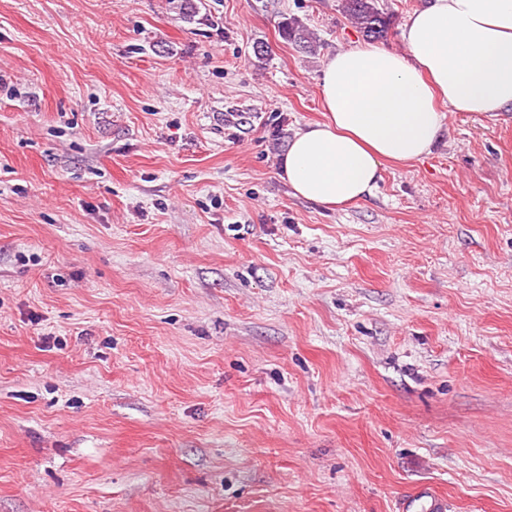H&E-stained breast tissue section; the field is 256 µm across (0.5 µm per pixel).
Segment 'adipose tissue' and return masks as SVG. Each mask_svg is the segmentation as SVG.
Segmentation results:
<instances>
[{
	"mask_svg": "<svg viewBox=\"0 0 512 512\" xmlns=\"http://www.w3.org/2000/svg\"><path fill=\"white\" fill-rule=\"evenodd\" d=\"M400 37L402 54L364 43L327 60L325 119L296 133L283 160L295 196L327 207L365 199L382 161L430 154L447 112L512 108V0H431Z\"/></svg>",
	"mask_w": 512,
	"mask_h": 512,
	"instance_id": "ef3b65f1",
	"label": "adipose tissue"
}]
</instances>
